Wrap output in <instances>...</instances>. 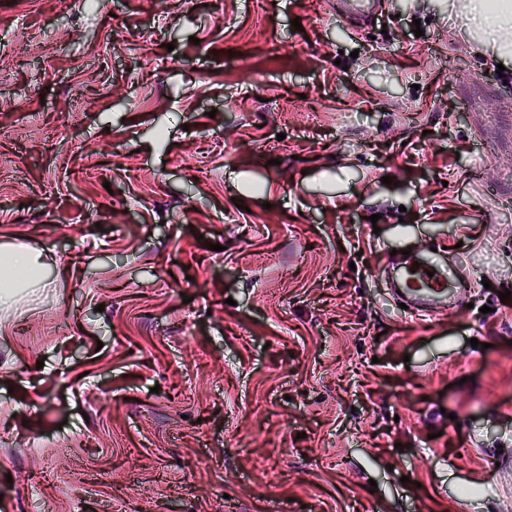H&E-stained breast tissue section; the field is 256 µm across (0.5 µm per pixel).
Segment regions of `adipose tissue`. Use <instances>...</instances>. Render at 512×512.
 Wrapping results in <instances>:
<instances>
[{
    "mask_svg": "<svg viewBox=\"0 0 512 512\" xmlns=\"http://www.w3.org/2000/svg\"><path fill=\"white\" fill-rule=\"evenodd\" d=\"M457 8L467 15L466 35L491 54L494 62H512V0H459ZM0 305L6 304L18 288L40 282V267L35 251L25 245L0 250Z\"/></svg>",
    "mask_w": 512,
    "mask_h": 512,
    "instance_id": "adipose-tissue-1",
    "label": "adipose tissue"
}]
</instances>
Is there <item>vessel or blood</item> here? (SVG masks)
I'll list each match as a JSON object with an SVG mask.
<instances>
[{
	"label": "vessel or blood",
	"instance_id": "obj_1",
	"mask_svg": "<svg viewBox=\"0 0 512 512\" xmlns=\"http://www.w3.org/2000/svg\"><path fill=\"white\" fill-rule=\"evenodd\" d=\"M336 13L369 25L383 14L382 0H336ZM462 271L442 252L397 255L389 264L385 287L399 293L416 316H444L457 300Z\"/></svg>",
	"mask_w": 512,
	"mask_h": 512
}]
</instances>
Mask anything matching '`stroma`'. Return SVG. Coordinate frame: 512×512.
Segmentation results:
<instances>
[{
  "instance_id": "1",
  "label": "stroma",
  "mask_w": 512,
  "mask_h": 512,
  "mask_svg": "<svg viewBox=\"0 0 512 512\" xmlns=\"http://www.w3.org/2000/svg\"><path fill=\"white\" fill-rule=\"evenodd\" d=\"M385 12L0 0V512L512 505V65ZM425 245L456 317L382 288ZM35 251L25 245L12 246L0 251L1 282L7 284L0 295V305L6 304L16 295L15 288L34 286L40 283V267Z\"/></svg>"
}]
</instances>
